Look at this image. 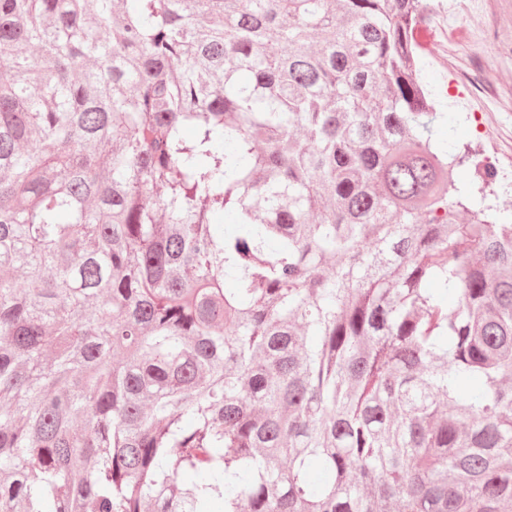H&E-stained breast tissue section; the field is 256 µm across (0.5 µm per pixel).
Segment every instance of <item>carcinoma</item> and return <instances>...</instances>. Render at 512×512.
<instances>
[{
    "label": "carcinoma",
    "mask_w": 512,
    "mask_h": 512,
    "mask_svg": "<svg viewBox=\"0 0 512 512\" xmlns=\"http://www.w3.org/2000/svg\"><path fill=\"white\" fill-rule=\"evenodd\" d=\"M421 20L0 0V512H512V211Z\"/></svg>",
    "instance_id": "carcinoma-1"
}]
</instances>
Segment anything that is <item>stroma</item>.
<instances>
[{"label":"stroma","instance_id":"obj_1","mask_svg":"<svg viewBox=\"0 0 512 512\" xmlns=\"http://www.w3.org/2000/svg\"><path fill=\"white\" fill-rule=\"evenodd\" d=\"M416 77L447 113L439 134L469 142L512 182V0H423Z\"/></svg>","mask_w":512,"mask_h":512}]
</instances>
